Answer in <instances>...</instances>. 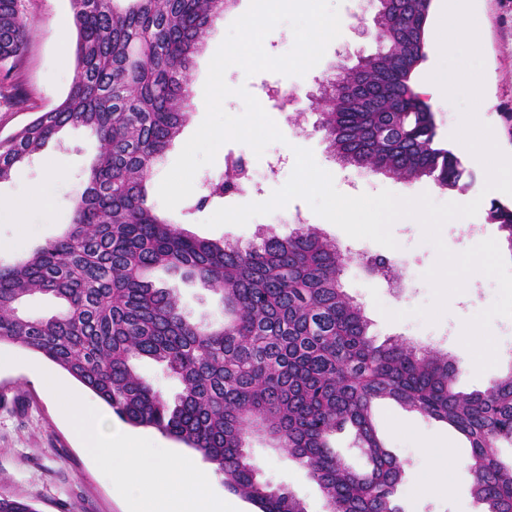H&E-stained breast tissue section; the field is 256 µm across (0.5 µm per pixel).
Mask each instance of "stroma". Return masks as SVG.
I'll return each instance as SVG.
<instances>
[{
  "mask_svg": "<svg viewBox=\"0 0 512 512\" xmlns=\"http://www.w3.org/2000/svg\"><path fill=\"white\" fill-rule=\"evenodd\" d=\"M249 5L250 0H237L229 13L214 18L200 51L193 58L189 81L190 119L163 158L155 164L147 184L148 199L155 212L194 236L246 243L255 240L261 231L288 234L293 228L292 213L302 211L309 225L320 229L351 253L353 260L342 274V284L345 291L364 307L371 321L370 335L375 343L398 339L418 347L436 345L444 348L459 363L454 380L456 390L486 389L505 372L508 362L498 360L496 366L476 373L474 367L467 364L470 352L462 345L460 336L464 320L494 302L497 284L484 275H472L467 279L464 291L450 298L446 313L436 323L416 316L415 308L428 305L432 300L431 288L423 275L437 258L434 247L424 242L420 225L394 223L392 234L398 246L390 249L368 239L350 238L336 225L317 215L305 200L295 199L285 208L255 216L243 226L205 227V220L219 207L243 205L262 197L267 199L284 186L293 172V163L284 164L272 176L267 172V162L283 155L290 145L312 150L318 166H330L334 185L343 194L357 196L388 190L412 197L425 193L437 203L451 199V192L439 189L428 179L407 184L390 176L329 164L327 143L322 133L313 128L318 114L310 109L307 99L290 105L265 104V111L284 135L283 141L271 143L260 156L243 143L223 144L213 164L196 173L192 195L175 210L163 206L158 197L159 184L205 117L204 84L209 62L231 23L245 13ZM25 6L35 21L27 59L17 77L25 103L15 107L0 98V139L20 130L37 113L58 105L75 76L71 42L76 34L68 32L70 45L66 48L61 47L56 38L58 23L72 18L69 0H25ZM338 10L345 25L340 36L329 44L315 69L302 76L273 72L248 76L240 67L233 66L225 73L227 85L235 89L243 87L252 93L264 83L312 91L316 88V76L327 77L335 73L339 52L374 53L375 44L359 38L356 33L358 22L350 18L351 13L357 12L362 14V21L371 22L374 12L369 0H341ZM474 12L484 32L485 82L477 111L493 120L500 147L510 152L512 0H474ZM299 111L305 114L306 127L300 136L293 132L289 123L290 115ZM98 147L96 137L88 129L66 128L58 139L52 140L38 154L36 161L17 167L8 180L0 182V197H10L44 183L47 169L57 167L63 171L62 177L50 185L46 207L32 209L21 224L0 222V265L13 264L22 255L62 234L70 222L74 202L84 188ZM230 155L243 157L248 162L259 187L258 192L246 190L223 201L210 202L202 210H195L197 199L207 193L208 183L223 177L225 159ZM363 255L391 261L404 279L401 291L393 292L384 280L369 275L359 263ZM151 279L156 287L175 289L185 313L192 319L213 323L221 321L219 297L201 281L185 279L180 274L162 269L156 270ZM386 308L404 312V319L387 320L382 314ZM0 352L12 356L15 361L12 368L0 370V493L28 502L36 512H129V502L112 486L109 464L78 444L57 407L46 397L34 370L38 367L53 370V363L9 342L0 343ZM374 419L386 448L404 464L403 479L396 493L404 512H480L481 506L472 494L473 479L468 467L470 448L463 436L445 423L406 411L391 401L376 407ZM399 422L407 424V431L396 430L395 425ZM424 439L434 447L455 451L459 464L453 469L447 495L415 496L411 493L425 468V461L418 451ZM249 446L264 479L294 491L303 500L307 512H327L325 499L304 468L284 453L269 448L263 440L251 439Z\"/></svg>",
  "mask_w": 512,
  "mask_h": 512,
  "instance_id": "1",
  "label": "stroma"
}]
</instances>
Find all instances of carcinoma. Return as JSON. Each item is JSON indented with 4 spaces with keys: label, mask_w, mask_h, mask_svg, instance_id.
<instances>
[{
    "label": "carcinoma",
    "mask_w": 512,
    "mask_h": 512,
    "mask_svg": "<svg viewBox=\"0 0 512 512\" xmlns=\"http://www.w3.org/2000/svg\"><path fill=\"white\" fill-rule=\"evenodd\" d=\"M236 0H70L76 73L65 99L0 139V181L67 126L89 129L100 150L58 238L0 265V342L35 352L93 392L121 421L150 427L201 453L224 487L259 512H307L294 493L260 478L246 448L258 437L302 465L328 512H403V477L378 436L372 408L391 399L442 421L469 442L473 492L482 512H512V370L483 391L456 392L448 354L369 337L363 308L341 275L350 257L306 224L283 238L266 232L246 246L204 240L158 216L146 184L190 117L186 74L213 18ZM371 66L324 78L318 129L347 166L426 178L464 191L473 176L438 141L434 113L413 76L426 58L432 0H374ZM33 19L24 0H0V76H15ZM245 170L226 160L225 177L201 197L240 190ZM486 222L512 251V204L493 200ZM157 268L198 279L220 295L224 322L190 319ZM52 295L61 311L36 317L24 299ZM153 359L181 390L163 396L134 362ZM351 427L366 460L348 466L330 445ZM0 512H36L0 493Z\"/></svg>",
    "instance_id": "carcinoma-1"
}]
</instances>
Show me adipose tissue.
I'll use <instances>...</instances> for the list:
<instances>
[{"label": "adipose tissue", "instance_id": "adipose-tissue-1", "mask_svg": "<svg viewBox=\"0 0 512 512\" xmlns=\"http://www.w3.org/2000/svg\"><path fill=\"white\" fill-rule=\"evenodd\" d=\"M46 391L59 404L74 435L88 449L118 459L119 466L112 472L113 485L136 496L138 505H147L178 489L184 494L178 512H213L207 494L209 477L201 469L171 456H160L150 444L128 434H104L96 417L87 416L68 387L55 376H47ZM423 453L427 468L414 487V494L447 492L453 460L451 449L427 445Z\"/></svg>", "mask_w": 512, "mask_h": 512}]
</instances>
